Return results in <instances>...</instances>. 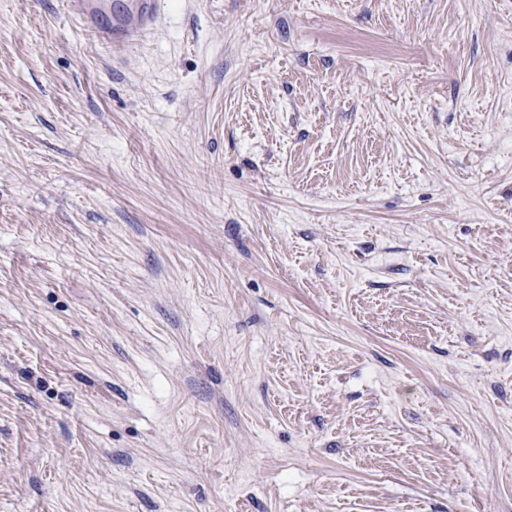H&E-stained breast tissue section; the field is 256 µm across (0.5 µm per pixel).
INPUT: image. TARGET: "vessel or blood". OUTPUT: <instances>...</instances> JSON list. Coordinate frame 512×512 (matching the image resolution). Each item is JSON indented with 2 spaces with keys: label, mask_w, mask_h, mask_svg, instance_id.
<instances>
[{
  "label": "vessel or blood",
  "mask_w": 512,
  "mask_h": 512,
  "mask_svg": "<svg viewBox=\"0 0 512 512\" xmlns=\"http://www.w3.org/2000/svg\"><path fill=\"white\" fill-rule=\"evenodd\" d=\"M70 10L95 36L112 47L139 44L151 34L158 18V0H127L123 10L106 13L102 0H69Z\"/></svg>",
  "instance_id": "obj_1"
}]
</instances>
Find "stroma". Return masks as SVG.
I'll list each match as a JSON object with an SVG mask.
<instances>
[{
    "label": "stroma",
    "instance_id": "35a3bbf8",
    "mask_svg": "<svg viewBox=\"0 0 512 512\" xmlns=\"http://www.w3.org/2000/svg\"><path fill=\"white\" fill-rule=\"evenodd\" d=\"M0 512H512V0H0ZM102 1H66L69 9L83 21L98 41L116 48L133 46L154 31L158 18V0H128L124 9L112 13V19L106 23L101 22L107 15Z\"/></svg>",
    "mask_w": 512,
    "mask_h": 512
}]
</instances>
